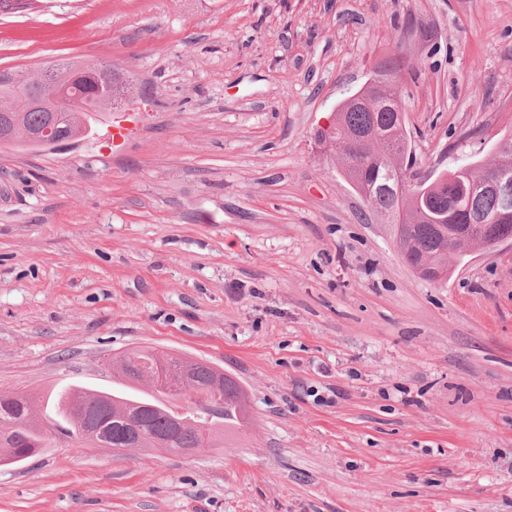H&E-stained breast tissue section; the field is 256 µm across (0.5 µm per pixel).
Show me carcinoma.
I'll list each match as a JSON object with an SVG mask.
<instances>
[{
    "mask_svg": "<svg viewBox=\"0 0 512 512\" xmlns=\"http://www.w3.org/2000/svg\"><path fill=\"white\" fill-rule=\"evenodd\" d=\"M402 95V87L377 89L365 83L357 94L370 98L365 108L345 100L336 111V124L323 132L316 130L317 141L335 143L349 158L351 166L345 176L355 189L371 191L366 201L368 208L393 223L398 214L404 215L405 235L398 238L401 255L418 276H423L420 261L429 260L436 265L448 263V225L434 224L431 217L448 208V187L427 183L416 188H400L391 177V171L411 159L412 148L408 137L401 135L389 140V134L399 123L405 122V113L389 105V95ZM369 129L374 131L375 145L351 139L353 133ZM495 161L485 163L479 159L460 164L451 173L463 169L466 174L479 177L486 168L498 171L512 182V132L500 133L494 144ZM500 207L491 194H474L454 202L455 214L467 222L478 216L494 217ZM135 359L121 355V375L133 383L147 382L160 364L167 372L177 369L179 358L153 348L134 350ZM196 397L187 401L196 406L208 402L214 373L210 364L198 361L194 367ZM220 390L224 410L208 417L198 416L176 426L169 416L166 404L158 398L149 399L138 394L105 392L84 386H70L54 394L56 431L77 440L72 422L82 419L94 430L96 439L105 438L114 448H153L163 443L165 452L183 455L201 446L204 434H209L210 447L215 448L223 439L249 428L251 416L246 393L231 376L222 375ZM34 401L27 395L0 394V449L6 458L20 463L36 453L55 446L56 434L45 436L40 422L33 415ZM208 432H203L204 426Z\"/></svg>",
    "mask_w": 512,
    "mask_h": 512,
    "instance_id": "carcinoma-1",
    "label": "carcinoma"
}]
</instances>
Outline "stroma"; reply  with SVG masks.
Listing matches in <instances>:
<instances>
[{"mask_svg": "<svg viewBox=\"0 0 512 512\" xmlns=\"http://www.w3.org/2000/svg\"><path fill=\"white\" fill-rule=\"evenodd\" d=\"M397 51L416 171L490 160L512 0L0 13V72L95 60L136 89L75 144L0 147V393L122 390L106 359L151 346L254 416L189 456L61 439L0 467V512H512V245L421 279L313 137ZM194 380L196 384V398L189 397L185 400L196 406H201L209 401L206 395L212 390L214 381V373L209 363L196 361Z\"/></svg>", "mask_w": 512, "mask_h": 512, "instance_id": "stroma-1", "label": "stroma"}]
</instances>
